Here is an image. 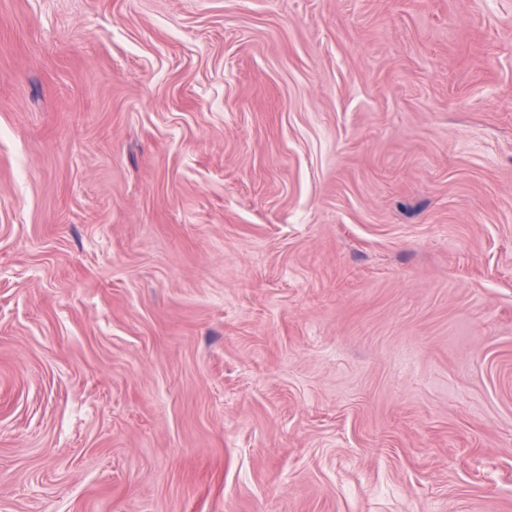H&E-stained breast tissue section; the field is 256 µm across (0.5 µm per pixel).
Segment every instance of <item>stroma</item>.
<instances>
[{
    "label": "stroma",
    "mask_w": 512,
    "mask_h": 512,
    "mask_svg": "<svg viewBox=\"0 0 512 512\" xmlns=\"http://www.w3.org/2000/svg\"><path fill=\"white\" fill-rule=\"evenodd\" d=\"M0 512H512V0H0Z\"/></svg>",
    "instance_id": "stroma-1"
}]
</instances>
